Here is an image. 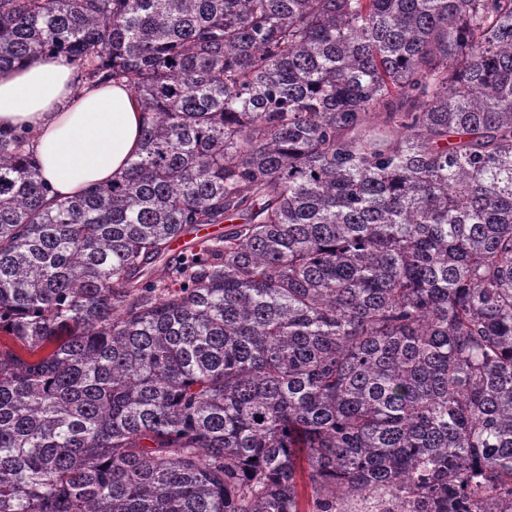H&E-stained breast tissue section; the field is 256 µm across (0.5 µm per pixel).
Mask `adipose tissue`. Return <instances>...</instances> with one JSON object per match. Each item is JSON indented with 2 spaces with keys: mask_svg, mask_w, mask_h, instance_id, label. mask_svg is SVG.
<instances>
[{
  "mask_svg": "<svg viewBox=\"0 0 512 512\" xmlns=\"http://www.w3.org/2000/svg\"><path fill=\"white\" fill-rule=\"evenodd\" d=\"M144 115L124 85H88L75 64L43 55L0 71V128H27L52 196L110 183L140 148Z\"/></svg>",
  "mask_w": 512,
  "mask_h": 512,
  "instance_id": "obj_1",
  "label": "adipose tissue"
}]
</instances>
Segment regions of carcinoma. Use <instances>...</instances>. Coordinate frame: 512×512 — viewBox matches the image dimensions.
<instances>
[{"label":"carcinoma","mask_w":512,"mask_h":512,"mask_svg":"<svg viewBox=\"0 0 512 512\" xmlns=\"http://www.w3.org/2000/svg\"><path fill=\"white\" fill-rule=\"evenodd\" d=\"M48 54L146 118L53 205L0 130V512H512V0H0Z\"/></svg>","instance_id":"obj_1"}]
</instances>
